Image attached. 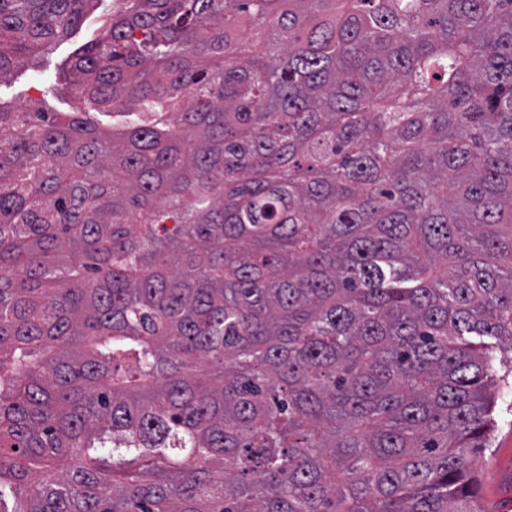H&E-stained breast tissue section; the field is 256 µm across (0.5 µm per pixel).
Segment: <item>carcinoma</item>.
I'll use <instances>...</instances> for the list:
<instances>
[{"mask_svg": "<svg viewBox=\"0 0 512 512\" xmlns=\"http://www.w3.org/2000/svg\"><path fill=\"white\" fill-rule=\"evenodd\" d=\"M124 2L0 102V512H482L512 0Z\"/></svg>", "mask_w": 512, "mask_h": 512, "instance_id": "obj_1", "label": "carcinoma"}]
</instances>
